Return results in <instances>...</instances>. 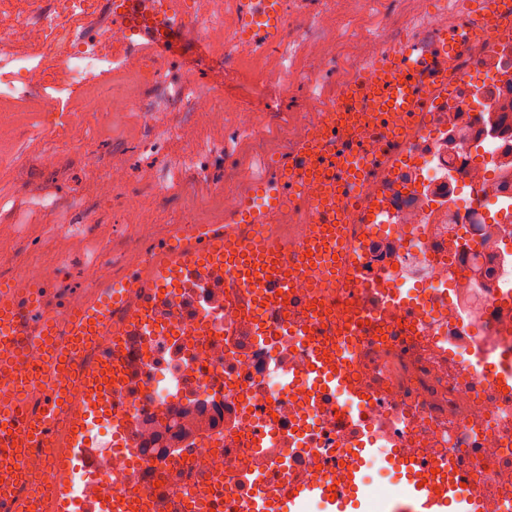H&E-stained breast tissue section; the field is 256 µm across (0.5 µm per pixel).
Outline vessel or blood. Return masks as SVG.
Returning <instances> with one entry per match:
<instances>
[{
	"instance_id": "vessel-or-blood-1",
	"label": "vessel or blood",
	"mask_w": 512,
	"mask_h": 512,
	"mask_svg": "<svg viewBox=\"0 0 512 512\" xmlns=\"http://www.w3.org/2000/svg\"><path fill=\"white\" fill-rule=\"evenodd\" d=\"M477 3L475 18L452 23L440 20L431 47L412 39L383 47L364 71L344 85L341 104L328 106L306 122L292 151L265 179H248L232 208L206 222L175 225L166 245L153 250L148 259L135 260L122 278L78 302L65 316L69 336L65 344L53 345L51 320L43 318L20 328L19 308L25 300L10 286L1 285L0 367L9 368L17 385L40 390L46 401L40 416L21 426L15 422V401L0 403V426L15 432V449L0 458V475L20 471L23 450L31 443L57 436L54 415L67 402L63 377L69 369H79L85 380L81 407L96 411L99 369L87 365L79 352L91 336L104 349H111L114 337L121 334L112 324V310L135 289L166 288L195 269L211 283L227 282L255 297L272 284H287L289 276H302L311 262L335 267L336 226L346 202L335 177L325 175V163L340 162L350 184L364 182L371 160L384 154L407 122L422 111L427 98L447 91L448 71L475 34L512 33V0ZM128 9L138 33L149 38L151 46H158L152 0H128ZM256 28L267 39L279 36L278 0H261L260 11L242 19L240 34L249 36ZM365 112L379 113L378 125H366L361 118ZM289 212L312 227L303 243L304 254L296 260L289 259L284 238L274 229ZM245 224L262 225L266 231L249 237L241 232ZM32 341L53 346V364L39 377L32 376L22 360L25 344ZM82 433V424L75 423L64 436H57L65 460L86 455ZM395 467L410 489L408 499L397 504L395 512H481L477 496L464 494L458 480L415 468L404 460L396 461ZM361 471L360 464L351 466L350 491L345 495H332L327 486L317 483L302 485L289 499L288 512H301L311 500L321 501L327 512H355L360 503L353 492ZM75 503L74 485L67 479L48 507L50 512H75Z\"/></svg>"
}]
</instances>
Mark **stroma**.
I'll use <instances>...</instances> for the list:
<instances>
[{"label":"stroma","mask_w":512,"mask_h":512,"mask_svg":"<svg viewBox=\"0 0 512 512\" xmlns=\"http://www.w3.org/2000/svg\"><path fill=\"white\" fill-rule=\"evenodd\" d=\"M346 15L324 19L310 45L344 46L358 23L368 21L367 0H348ZM223 25L197 30L188 25L180 40L171 78L192 90L211 94L215 111H198L192 99L174 100L164 85L144 100L131 101L125 85L139 80L147 40L135 36L120 72L96 73L62 94L48 111L76 130L75 141L52 137L41 125L36 99L21 96L1 106L11 118L0 132V225H16L38 245L37 258L55 250L81 251L87 246L82 225H101L111 235L116 224H190L224 208V170L247 159L258 163V151L236 142L238 105L256 110L257 126L276 134L281 113L308 107V89L294 85L277 104L266 109L263 78L277 71L278 52L268 43L254 71L233 80L224 78ZM209 47L208 54L197 50ZM126 172V186L113 197L108 180L112 165ZM207 167L211 182L198 179ZM181 184L183 192L157 195V188Z\"/></svg>","instance_id":"stroma-1"}]
</instances>
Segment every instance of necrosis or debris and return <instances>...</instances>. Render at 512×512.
<instances>
[{
	"mask_svg": "<svg viewBox=\"0 0 512 512\" xmlns=\"http://www.w3.org/2000/svg\"><path fill=\"white\" fill-rule=\"evenodd\" d=\"M15 26L0 31V100L40 88L64 91L93 71H118L133 34L127 0H110L114 49L76 24L98 0H17ZM379 20L430 43L450 0H372ZM54 52L18 51L32 19ZM460 79L447 110L420 112L402 148L378 166L346 226L347 254L334 282L299 279L282 303L255 304L239 288H202L189 275L165 292L144 288L114 312L148 313L107 358L117 382L86 423L90 474L78 495L96 512L122 494L155 512H246L255 491L285 497L291 482L343 473L359 448L451 463L492 512H512V390L494 370L512 353V36L476 40L459 54ZM390 211L392 223L363 222ZM168 227L127 224L124 240L88 266L34 263L30 248L0 255V283L42 276L35 310L66 311L81 293L124 274L131 260L165 245ZM401 303L383 309L388 292ZM337 350L348 390L302 393L318 354ZM60 451L25 449L21 495L51 498Z\"/></svg>",
	"mask_w": 512,
	"mask_h": 512,
	"instance_id": "1",
	"label": "necrosis or debris"
}]
</instances>
